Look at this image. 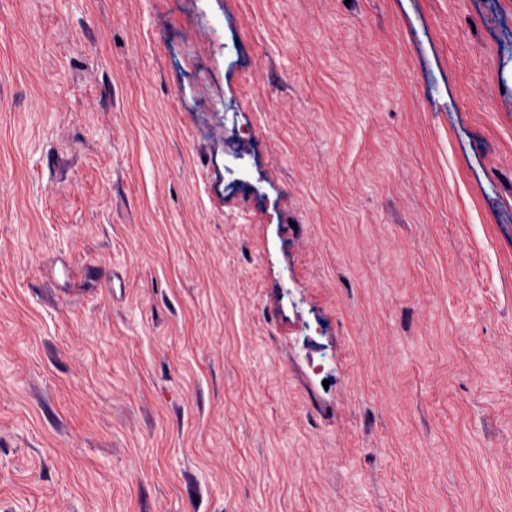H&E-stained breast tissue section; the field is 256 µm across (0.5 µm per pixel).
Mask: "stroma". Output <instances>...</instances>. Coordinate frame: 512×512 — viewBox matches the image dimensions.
Returning <instances> with one entry per match:
<instances>
[{
    "label": "stroma",
    "instance_id": "1",
    "mask_svg": "<svg viewBox=\"0 0 512 512\" xmlns=\"http://www.w3.org/2000/svg\"><path fill=\"white\" fill-rule=\"evenodd\" d=\"M0 512H512V0H0Z\"/></svg>",
    "mask_w": 512,
    "mask_h": 512
}]
</instances>
